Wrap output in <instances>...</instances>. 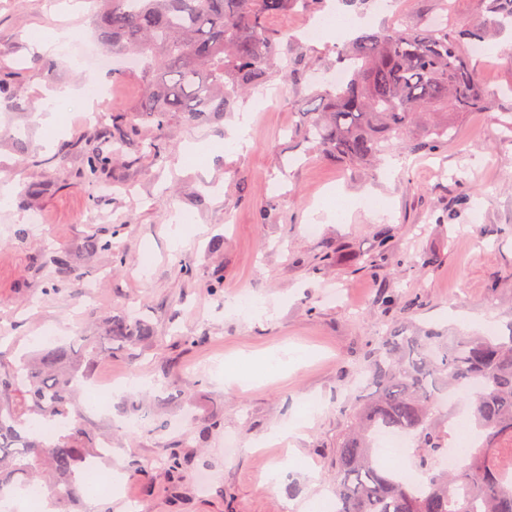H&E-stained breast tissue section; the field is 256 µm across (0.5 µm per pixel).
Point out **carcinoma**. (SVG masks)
<instances>
[{"label": "carcinoma", "mask_w": 512, "mask_h": 512, "mask_svg": "<svg viewBox=\"0 0 512 512\" xmlns=\"http://www.w3.org/2000/svg\"><path fill=\"white\" fill-rule=\"evenodd\" d=\"M100 2V37L112 54L141 60L145 92L134 112L112 115V151L87 153L85 186L97 185L127 148V123L157 130L207 123L285 76L276 59L287 33L274 32L272 22L297 0ZM487 9L499 26L512 25V0H488ZM486 37L478 26L409 21L361 33L337 50L348 82L326 85L322 110L306 113L295 134L348 168L371 166L399 146L413 153L448 146L456 138L448 115L483 109L492 99L467 63ZM83 249L122 260L110 239L90 235ZM49 261L65 273L72 254L54 249ZM153 335L137 318L109 314L91 332L44 342L13 363L0 352V499L17 486L46 489L58 512H75L90 495L83 464L103 459L100 444L112 440L79 411L82 381L113 347H136ZM367 379L374 392L359 401L336 450L337 512H512V324L506 336L394 329L370 354ZM470 381L480 383L467 406L481 444L469 464L444 468L439 394L454 396ZM54 421L63 425L48 440L41 426ZM379 428L413 436L421 485L377 465Z\"/></svg>", "instance_id": "carcinoma-1"}]
</instances>
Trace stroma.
Segmentation results:
<instances>
[{
    "instance_id": "stroma-1",
    "label": "stroma",
    "mask_w": 512,
    "mask_h": 512,
    "mask_svg": "<svg viewBox=\"0 0 512 512\" xmlns=\"http://www.w3.org/2000/svg\"><path fill=\"white\" fill-rule=\"evenodd\" d=\"M98 0H0V178L12 182L0 204V350H29L45 326L63 338L99 315L123 314L137 303L155 337L144 346L114 350L93 372L89 390L131 375L144 420L129 435L126 392L113 390L109 412L83 399L94 421L112 427V468L122 472L111 497L85 500L89 512H329L336 471L332 459L364 396L360 374L378 336L402 325L408 331L485 333L512 323V29L493 33L482 54L470 55L489 108L456 115L457 137L436 154L395 149L377 171L346 168L312 151L291 134L304 113L322 108L313 93L316 74L336 68L343 38H302L321 14L297 7L277 19L287 73L283 97L270 105L259 95L211 122L173 124L157 131L160 158L129 151L106 179L112 192L78 184L89 149L104 148L102 121L89 120L88 98L54 102L53 92L106 86V112H129L143 96L140 73L122 61L93 68ZM344 16L375 29L405 15L436 19L438 0H376L342 6ZM64 27L77 41L54 56L33 53L28 36ZM56 108L55 128L42 130L34 115ZM249 117L251 145L225 146L232 125ZM205 141L207 155L189 154ZM480 189L474 205L454 200L466 186ZM41 232L18 238L31 213ZM190 216L184 241L173 246L172 218ZM318 225L315 236L305 232ZM114 237L125 261L111 253L85 254V236ZM388 247H381V235ZM221 249H214V242ZM69 248L75 264L56 274L46 260ZM437 259L420 267L422 255ZM192 273H185V266ZM220 271L224 285L211 290ZM245 291L256 310L228 311L224 299ZM392 296L385 304L383 296ZM307 350L286 373H272L265 354L284 346ZM245 354L249 380L225 378L224 361ZM210 426L205 442L179 426ZM289 426L287 476L270 487L258 477L277 465L271 441ZM193 463L168 476L171 452ZM147 474H127L131 461ZM212 476L207 491L198 472Z\"/></svg>"
}]
</instances>
